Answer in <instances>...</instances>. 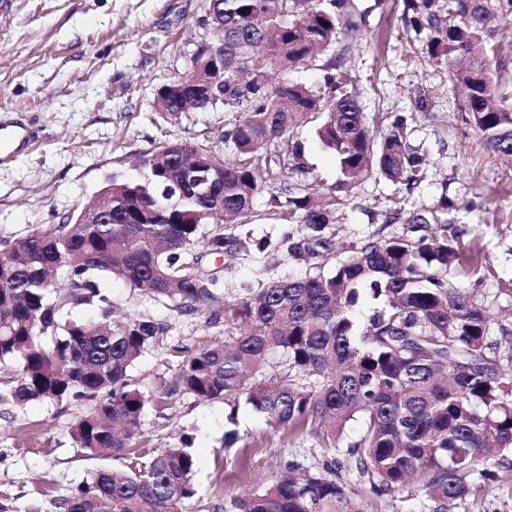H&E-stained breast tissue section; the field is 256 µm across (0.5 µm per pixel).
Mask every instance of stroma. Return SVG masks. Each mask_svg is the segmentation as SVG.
Segmentation results:
<instances>
[{
	"label": "stroma",
	"mask_w": 512,
	"mask_h": 512,
	"mask_svg": "<svg viewBox=\"0 0 512 512\" xmlns=\"http://www.w3.org/2000/svg\"><path fill=\"white\" fill-rule=\"evenodd\" d=\"M209 0H9L0 12V124L25 122L35 138L18 157L0 161V237L20 238L43 224H56L80 210L115 176L130 177L135 163L156 147L188 141L216 154L232 153L225 123L243 112L223 107L170 116L155 107L162 85L184 75L208 32L201 24ZM404 0H353L354 29L339 34L336 49L356 80L368 127L387 131L406 120L409 143L429 159L425 179L413 190L370 175L341 192L343 223L324 235V273H332L349 246L408 233L389 224L390 198L407 196L415 213L445 197L447 234L464 253L452 274L491 317V334L512 335V165L497 159L467 122L460 96L444 62L432 59L427 34L405 22ZM430 106L420 110L417 97ZM304 147V170L288 178L267 175V191L288 185L291 195L317 197L336 181L334 153L306 120L291 133ZM243 249L223 258L225 301L250 297L275 280L308 272L283 241L302 227L282 220L257 195L249 217L224 227ZM107 290L120 312L167 322L163 345L145 355L134 377L172 380L175 347L221 341L232 328L229 312L206 308L191 313L171 303L140 298L118 279ZM77 403L0 401V512H61L60 502L100 467L123 468L120 459L100 460L75 447L71 427ZM147 448L180 446L192 438L197 459L194 498L175 512H224L231 498L285 473L290 461L317 467L328 443L307 432L269 429L247 404L176 395L150 405L140 423ZM363 512H415L420 493L409 486L377 497L351 483ZM448 512H512V471L503 470L475 497L449 504Z\"/></svg>",
	"instance_id": "1"
}]
</instances>
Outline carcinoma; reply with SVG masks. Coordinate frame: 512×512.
I'll use <instances>...</instances> for the list:
<instances>
[{
	"label": "carcinoma",
	"instance_id": "carcinoma-1",
	"mask_svg": "<svg viewBox=\"0 0 512 512\" xmlns=\"http://www.w3.org/2000/svg\"><path fill=\"white\" fill-rule=\"evenodd\" d=\"M210 0L204 26L224 45L213 63L224 78L238 69L260 80L224 86V111L250 107L224 137L235 149L224 178L212 179L214 154L199 147L189 160L184 142H169L142 160L139 179L112 178V210L96 224L82 212L37 227L20 239H0V399L72 401L75 445L97 459L125 460V468L97 469L59 505L63 512H172L195 496L196 460L190 449L143 448L139 424L147 406L177 394L200 400L246 397L275 431L315 427L331 444L324 470L297 462L264 487L237 497V512H361L340 474L377 496L410 483L420 487L418 512H445L499 478L512 455V345L490 334L483 305L448 277L461 251L444 233L368 241L347 248L333 273L318 259L330 248L324 236L337 221L336 197L281 199L266 206L303 226L288 253L310 264L299 278L270 283L234 304L235 326L222 343L200 344L181 355L175 378L148 388L132 375L145 353L160 345L169 326L131 315L112 318L104 281L118 277L153 300L181 312L224 304V268L203 261L244 243L214 223L247 215L264 190L257 160L266 170L297 172L302 151L288 144L292 165L278 150L308 117L319 119L317 137L337 160L334 190L377 173L411 189L425 178L427 157L406 141L405 120L381 135L369 131L353 88L356 78L334 56L323 90L285 78L288 70L333 49L351 27L350 0ZM408 22L428 30L431 56L445 60L464 111L486 145L512 164V94L503 92L494 39L499 17L512 0H407ZM166 111L186 104L212 106L194 86ZM390 200L386 219L415 225L425 216ZM62 291H57L60 280ZM93 307L94 320L74 322L63 308ZM288 361L282 376L263 375L269 352ZM356 440L344 445L349 424Z\"/></svg>",
	"mask_w": 512,
	"mask_h": 512
}]
</instances>
